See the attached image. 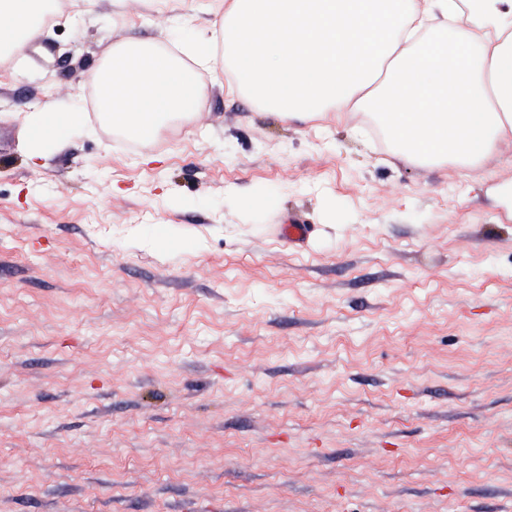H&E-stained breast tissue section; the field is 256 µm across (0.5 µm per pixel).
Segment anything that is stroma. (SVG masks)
<instances>
[{
	"label": "stroma",
	"instance_id": "1",
	"mask_svg": "<svg viewBox=\"0 0 512 512\" xmlns=\"http://www.w3.org/2000/svg\"><path fill=\"white\" fill-rule=\"evenodd\" d=\"M145 3L63 8L0 64V512H512V144L410 164L222 73L133 143L90 68L224 13ZM46 102L88 128L34 166Z\"/></svg>",
	"mask_w": 512,
	"mask_h": 512
}]
</instances>
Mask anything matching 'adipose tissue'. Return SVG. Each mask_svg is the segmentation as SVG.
Masks as SVG:
<instances>
[{"mask_svg":"<svg viewBox=\"0 0 512 512\" xmlns=\"http://www.w3.org/2000/svg\"><path fill=\"white\" fill-rule=\"evenodd\" d=\"M57 0H0V57L17 60ZM462 49L449 51L445 31ZM283 121L362 112L393 155L470 167L512 142V0H228L219 22L158 49L113 43L89 72L102 125L149 140L194 114L208 78ZM29 160L87 115L29 113Z\"/></svg>","mask_w":512,"mask_h":512,"instance_id":"1","label":"adipose tissue"}]
</instances>
